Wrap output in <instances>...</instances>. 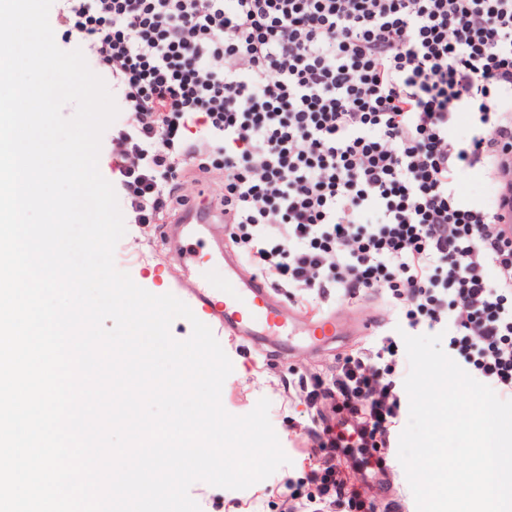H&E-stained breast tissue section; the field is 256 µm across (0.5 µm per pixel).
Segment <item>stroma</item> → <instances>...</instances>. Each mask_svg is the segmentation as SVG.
I'll return each instance as SVG.
<instances>
[{
    "label": "stroma",
    "mask_w": 512,
    "mask_h": 512,
    "mask_svg": "<svg viewBox=\"0 0 512 512\" xmlns=\"http://www.w3.org/2000/svg\"><path fill=\"white\" fill-rule=\"evenodd\" d=\"M160 248L158 228L141 231L127 227L115 248V265L127 272L137 285L151 293L162 294L168 279L159 268ZM281 300L285 313L299 321L317 317L321 312L335 315L344 322L345 333L330 342L314 343L298 330L288 351L281 353L270 348L261 353L247 347L242 338L230 332H217L216 338L233 365L222 388L223 407L230 414L241 416L252 411L259 399H268L270 422L290 462L244 490L195 482L189 494L199 505L200 512H281V491L288 479L302 483L303 493H311V486L305 485L303 479L314 442L306 430L308 417L303 406L288 397L289 380L297 379L302 372H326L335 366L338 354L375 347L382 336L396 335L398 328L406 324L403 314L376 294L365 296L352 306L334 295L324 300L318 309L286 294ZM367 319L375 322L374 328L368 331L361 327L362 321Z\"/></svg>",
    "instance_id": "35a3bbf8"
}]
</instances>
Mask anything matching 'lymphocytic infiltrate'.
Listing matches in <instances>:
<instances>
[{
    "mask_svg": "<svg viewBox=\"0 0 512 512\" xmlns=\"http://www.w3.org/2000/svg\"><path fill=\"white\" fill-rule=\"evenodd\" d=\"M72 13L106 22L76 29L124 89L104 148L132 224L169 223L219 173L213 208L257 275L313 305L381 294L512 400V0H77L58 22ZM475 167L485 205L458 191ZM398 350L299 374L318 494L285 483L281 512H403L360 487L403 418Z\"/></svg>",
    "mask_w": 512,
    "mask_h": 512,
    "instance_id": "lymphocytic-infiltrate-1",
    "label": "lymphocytic infiltrate"
}]
</instances>
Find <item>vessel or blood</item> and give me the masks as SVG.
Here are the masks:
<instances>
[{
    "mask_svg": "<svg viewBox=\"0 0 512 512\" xmlns=\"http://www.w3.org/2000/svg\"><path fill=\"white\" fill-rule=\"evenodd\" d=\"M223 230L210 210L190 199L181 220L162 227L169 245L162 256L163 268L171 276V289L186 293L193 313L205 324L250 337L258 349H265L268 336L286 333L291 324L278 307L274 288L239 274L236 255L224 253L218 244ZM342 331L340 320L333 316L306 329L317 340L333 339Z\"/></svg>",
    "mask_w": 512,
    "mask_h": 512,
    "instance_id": "1",
    "label": "vessel or blood"
}]
</instances>
